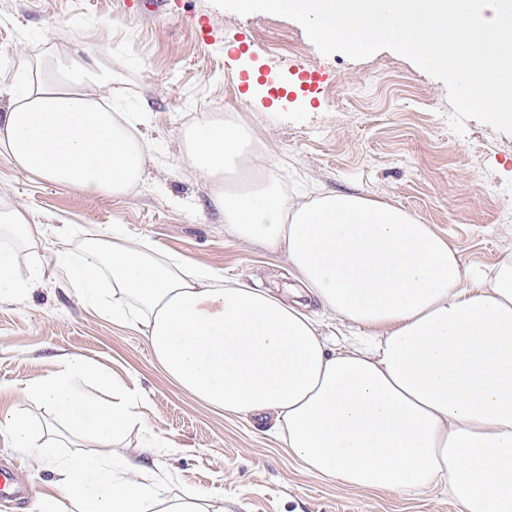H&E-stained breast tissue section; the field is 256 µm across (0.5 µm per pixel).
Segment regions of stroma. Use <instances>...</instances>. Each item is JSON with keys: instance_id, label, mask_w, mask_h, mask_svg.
<instances>
[{"instance_id": "1", "label": "stroma", "mask_w": 512, "mask_h": 512, "mask_svg": "<svg viewBox=\"0 0 512 512\" xmlns=\"http://www.w3.org/2000/svg\"><path fill=\"white\" fill-rule=\"evenodd\" d=\"M85 49L111 76L105 104L138 116L151 153L122 197L42 181L0 154V209L26 210L45 229L41 277L23 299H0V415L27 417L35 441L55 447L41 461L0 435V461L34 488L25 504L0 490V512H36L38 498L57 492L58 464L93 452L24 392L68 358L109 372L111 386L88 387L98 399L136 393V419L106 454L138 457L171 494L224 512H458L441 490H366L303 471L268 417L227 415L175 386L141 319L101 311L130 301L106 279L89 304L60 279L55 253L85 252L118 224L132 245L148 242L188 269L290 295L287 256L226 232L187 160L185 130L234 112L259 146L255 164L277 160L284 183L400 206L445 236L464 266L490 269L512 256V134L470 120L455 135L444 84L394 52L326 57L294 20L210 0H0V115L49 61Z\"/></svg>"}]
</instances>
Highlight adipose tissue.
<instances>
[{
    "label": "adipose tissue",
    "mask_w": 512,
    "mask_h": 512,
    "mask_svg": "<svg viewBox=\"0 0 512 512\" xmlns=\"http://www.w3.org/2000/svg\"><path fill=\"white\" fill-rule=\"evenodd\" d=\"M95 59L56 58L0 117V152L35 177L89 194H128L149 146L99 98L109 82ZM188 158L235 237L285 251L293 299L182 271L120 229L93 258L59 259L88 300L103 277L144 316L157 363L198 400L241 417L263 411L308 470L347 485L410 492L442 489L458 512H512V257L471 274L447 240L403 208L329 192L307 202L283 188L276 162L255 167L235 113L197 120ZM42 263L16 273L0 248V295L24 296ZM310 298L349 324L334 340L306 313ZM111 379L81 359L26 390L73 434L111 445L135 417L131 401L101 402L81 388ZM58 496L84 512H217L170 495L138 461L87 455L58 468Z\"/></svg>",
    "instance_id": "obj_1"
}]
</instances>
